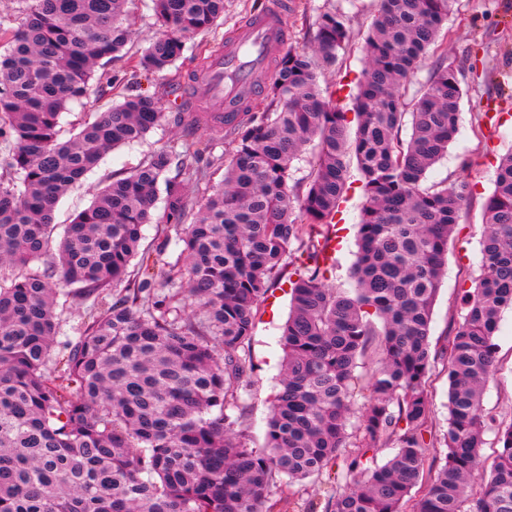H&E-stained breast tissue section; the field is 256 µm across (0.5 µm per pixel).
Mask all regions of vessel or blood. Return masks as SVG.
<instances>
[{"instance_id":"1","label":"vessel or blood","mask_w":512,"mask_h":512,"mask_svg":"<svg viewBox=\"0 0 512 512\" xmlns=\"http://www.w3.org/2000/svg\"><path fill=\"white\" fill-rule=\"evenodd\" d=\"M288 6V0H274L262 17L240 26L233 38L212 52L195 84L215 111H240L242 94L256 95V71L265 65L271 48L288 41L282 24Z\"/></svg>"}]
</instances>
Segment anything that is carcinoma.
Segmentation results:
<instances>
[{
	"label": "carcinoma",
	"instance_id": "cac0c4a2",
	"mask_svg": "<svg viewBox=\"0 0 512 512\" xmlns=\"http://www.w3.org/2000/svg\"><path fill=\"white\" fill-rule=\"evenodd\" d=\"M128 2L19 0L15 25L0 31V512H288V496L272 497L271 487L315 481L336 466L345 484L325 512H512V424L497 428L491 476L479 470L492 422L482 395L493 336L512 308V150L484 203L481 273L464 291L467 312L438 352L429 344L468 185L425 178L458 130L464 91L449 64L410 102L405 95L455 0H379L354 99V144L347 112L318 84L317 70L336 64L348 38L346 19L324 13L314 53L271 55L264 100L235 115L180 113L185 154L210 150L191 138L209 122L232 145L224 180L206 198L168 178L174 156L157 150L99 191L67 226L57 258L33 269L50 252L60 198L164 117L157 98L126 91L60 139L62 112L131 39ZM152 2L162 33L135 65L147 75L224 18V0ZM303 153L312 165L299 192L288 180ZM351 154L364 203L356 288L347 292L329 285L330 228ZM161 184L165 223L184 244L178 266L160 249L140 248ZM194 210L195 222L184 223ZM293 240L301 246L287 262ZM280 276L291 286L284 356L266 446L253 448L242 415L229 411L242 410L252 386L246 348ZM61 283L94 310L55 352ZM161 284L171 291L157 294ZM372 350L377 366L362 379L357 362ZM439 360L448 423L443 457L430 460L428 384ZM390 445L394 454L378 463Z\"/></svg>",
	"mask_w": 512,
	"mask_h": 512
}]
</instances>
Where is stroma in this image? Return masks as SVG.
<instances>
[{"label": "stroma", "instance_id": "35a3bbf8", "mask_svg": "<svg viewBox=\"0 0 512 512\" xmlns=\"http://www.w3.org/2000/svg\"><path fill=\"white\" fill-rule=\"evenodd\" d=\"M284 21L291 37L290 45L311 48L318 32L321 14L334 12L347 20L348 40L339 50L336 66L318 75L321 88L333 91L337 106L351 111L364 68L365 36L378 10L377 0H291ZM129 18L134 35L115 61V68L133 66L141 52L161 30L156 23L151 0H130ZM450 39L444 40L443 54H430L412 79L413 87L425 84L439 63L452 64L465 91L461 103V120L447 154L427 173L428 183L463 180L469 185L467 204L459 213L457 232L448 242V270L433 308L429 341L432 349L445 343L453 323L460 319V289L480 274L481 241L484 227L482 210L494 188L495 170L500 156L512 150V0H455L448 17ZM205 63L192 50H184L181 59L163 71L142 78L141 89L159 98L164 111L160 125L142 140L108 152L97 168L81 183L71 187L60 199L54 219L53 240H60L67 224L87 208L97 191L113 174L137 169L149 155L160 149H177L182 128L177 114L170 108L172 95ZM117 100L105 81L90 82L89 95L71 104L60 119V137L69 139L81 127L93 121L96 111L106 109ZM199 136L213 139L211 157L201 160L203 180L186 184L187 193L202 196L206 187L217 184L224 175L228 144L224 132L203 127ZM363 203L362 183L356 167H349L347 191L340 204L334 227L336 271L332 284L350 287L349 269L356 259L357 224ZM290 285L276 282L260 304L248 352L254 364L253 385L243 397V425L253 447L265 443L271 403L278 390L280 360L283 355L281 334L290 312ZM497 345L495 370L485 386L482 405L495 421L485 433L481 468L491 472L496 450V426L512 423V310H505L494 334Z\"/></svg>", "mask_w": 512, "mask_h": 512}]
</instances>
